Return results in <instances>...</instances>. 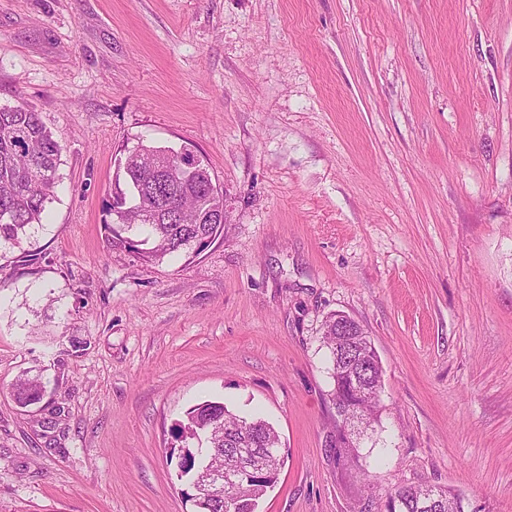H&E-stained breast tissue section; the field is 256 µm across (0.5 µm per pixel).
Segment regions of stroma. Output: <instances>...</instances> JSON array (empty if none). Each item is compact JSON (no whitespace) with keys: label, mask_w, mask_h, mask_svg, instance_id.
<instances>
[{"label":"stroma","mask_w":512,"mask_h":512,"mask_svg":"<svg viewBox=\"0 0 512 512\" xmlns=\"http://www.w3.org/2000/svg\"><path fill=\"white\" fill-rule=\"evenodd\" d=\"M19 102L62 164L40 261L0 252V512H195L172 429L207 399L279 434L257 512L426 482L512 512V0H0ZM141 143L194 150L223 194L194 259L107 245ZM336 312L384 371L351 464ZM350 320L347 315L333 314L325 321L323 327L322 338L329 352L328 371L330 378L333 380V391L335 390L336 378L345 381L353 380L350 366L337 356L339 350L344 346H356V348L360 347L364 351H371L372 354H375L374 347L359 322L353 320L351 322L349 336H341L336 327V322L349 324ZM341 397L340 393L336 390V399L334 400L335 408H336V417L342 421V424L345 428H343L341 425L336 424L338 437L336 443L339 444L340 448H344L345 451H351L353 453V456H357L355 454V450L357 448L356 444V437L353 435H346L344 434V430L348 433H358L360 432V435L363 436L364 432L368 429L369 425L366 424L365 420H363L358 414L353 413V411L345 410L339 407Z\"/></svg>","instance_id":"obj_1"}]
</instances>
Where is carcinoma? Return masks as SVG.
<instances>
[{
	"label": "carcinoma",
	"mask_w": 512,
	"mask_h": 512,
	"mask_svg": "<svg viewBox=\"0 0 512 512\" xmlns=\"http://www.w3.org/2000/svg\"><path fill=\"white\" fill-rule=\"evenodd\" d=\"M176 154L178 150L173 147L142 143L121 162L123 185L116 186L106 207V215L116 214L120 222H103L110 248L124 249L146 263L159 264L172 256L194 258L224 233L215 204L205 190L210 180L207 165L201 163L196 172L180 175L169 164ZM60 155L61 145L36 110L24 103L0 106V213L9 216L8 223H0V250L20 249L28 264L41 259L40 254L24 249L23 243L32 231L43 227L42 214L55 196ZM323 343L329 352L328 371L333 380H352L351 368L338 356L339 350L345 346L373 350L359 322L352 321L349 335L343 336L334 314L324 323ZM42 392L39 380L24 378L16 384L14 397L26 404L40 399ZM346 402L366 418L375 419L378 404L373 392L350 395ZM175 437L185 448L180 476L189 477L191 483L198 478L192 469V446L212 450V467L220 472L238 464L234 448L265 450L264 474L228 489L227 499L188 495L197 512H256L258 500L277 480L281 458L274 427L261 418L235 414L221 401L205 400L188 408L184 420L175 424ZM385 509L461 512L456 498L431 484L396 489L388 496Z\"/></svg>",
	"instance_id": "1"
}]
</instances>
